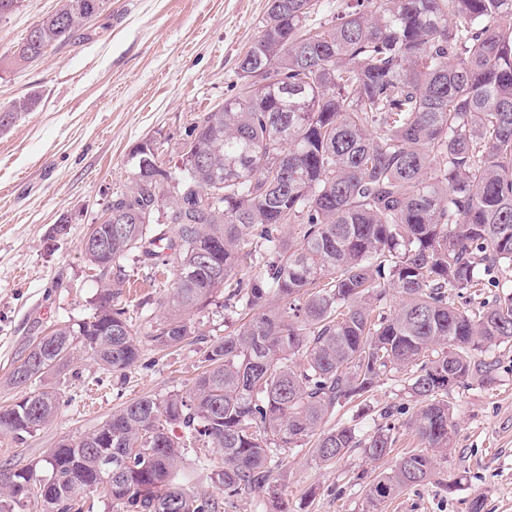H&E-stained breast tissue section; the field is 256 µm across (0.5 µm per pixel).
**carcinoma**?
<instances>
[{
	"mask_svg": "<svg viewBox=\"0 0 512 512\" xmlns=\"http://www.w3.org/2000/svg\"><path fill=\"white\" fill-rule=\"evenodd\" d=\"M321 6L268 0L239 92L195 125V158L172 170L132 151L133 179L108 203L125 216L112 262L135 252L156 273L176 268L151 301L157 349L188 340V315L221 289L224 308L255 314L210 344L189 393L130 400L44 462L0 470V512H83L98 494L117 512H218L214 494L185 487L189 443L224 452L213 481L227 500L262 491L277 450L384 458L398 409H380L386 425L366 434L328 422L417 361L406 425L426 449L370 484L369 512L435 474L456 429L449 392L492 380L484 353L512 343V290L475 313L455 305L471 288L504 289L499 273L512 270V0H356L311 22ZM104 7L60 0L11 64L38 60ZM37 105L23 97L0 114ZM126 282L116 271L89 320L18 360L9 382L27 392L0 408V434L20 441L54 420L58 397L33 381L76 355L113 372L141 357L119 306ZM391 293L400 302L387 312Z\"/></svg>",
	"mask_w": 512,
	"mask_h": 512,
	"instance_id": "carcinoma-1",
	"label": "carcinoma"
}]
</instances>
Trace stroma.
<instances>
[{
  "instance_id": "35a3bbf8",
  "label": "stroma",
  "mask_w": 512,
  "mask_h": 512,
  "mask_svg": "<svg viewBox=\"0 0 512 512\" xmlns=\"http://www.w3.org/2000/svg\"><path fill=\"white\" fill-rule=\"evenodd\" d=\"M58 3L20 0L0 19V106L39 98L34 111L0 128V406L22 396L7 379L36 338L94 314L101 274L81 244L113 193L129 184L130 152L153 139L165 166L180 164L199 118L238 93V61L268 9V0H108L72 39L25 67L12 66L14 47ZM120 266L132 284L122 301L145 342L142 358L113 373L81 354L36 380L58 397L57 416L20 442L0 434V466L44 459L60 439L93 430L131 399L188 392L207 346L242 323L225 317L219 295L194 313L195 336L179 349L155 350L145 341L150 326L142 303L163 296L176 274H153L132 256ZM488 356L497 362L492 381L450 393L457 427L435 482L404 489L380 512H470L478 494L482 512H512V345ZM410 374L392 372L368 394V410L345 406L334 422L355 417L371 430L384 406L410 417L417 409L406 391ZM90 401L97 405L92 414L85 410ZM421 446L402 425L390 455L377 461L354 448L325 465L312 448H293L275 456L271 486L290 512H366L372 480Z\"/></svg>"
}]
</instances>
